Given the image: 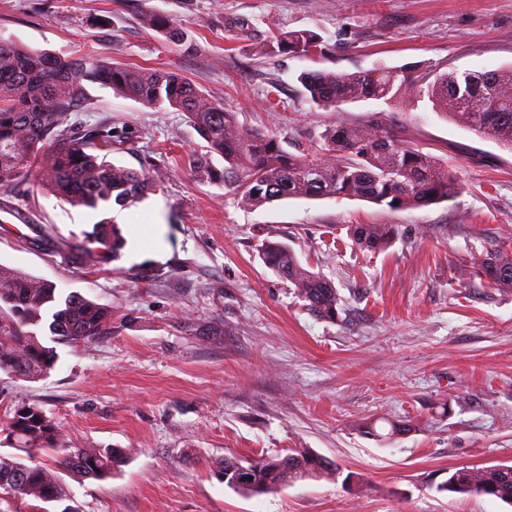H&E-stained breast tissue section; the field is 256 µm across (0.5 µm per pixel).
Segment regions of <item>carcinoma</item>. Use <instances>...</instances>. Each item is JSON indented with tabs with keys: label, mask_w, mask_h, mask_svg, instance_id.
I'll list each match as a JSON object with an SVG mask.
<instances>
[{
	"label": "carcinoma",
	"mask_w": 512,
	"mask_h": 512,
	"mask_svg": "<svg viewBox=\"0 0 512 512\" xmlns=\"http://www.w3.org/2000/svg\"><path fill=\"white\" fill-rule=\"evenodd\" d=\"M144 23L164 32L172 42L183 39L179 25L149 12ZM322 54L321 37L310 30L276 34L257 53L275 51ZM300 81L310 101L324 109L367 100L411 107L428 99L434 111L481 139L512 150V68L471 72L430 70L415 74L383 63L366 71L312 70ZM107 87L115 94L147 106L165 104L184 112L205 146L189 153L188 168L215 184L237 204L258 208L292 198L344 197L385 206L390 211L421 208L449 200L461 191L457 177L435 156L401 133L378 124L333 125L321 135L319 148L297 155L272 131L246 129L236 113L209 99L174 72L131 66L85 54L63 61L0 36V192L12 191L31 173L42 189L73 206L121 209L139 203L154 183L146 169L136 170L107 160L119 137L112 124L83 129L71 121L86 99L84 83ZM224 166L213 165V156ZM348 237L362 249L387 247L395 236L392 224H351ZM125 244L114 221H102L83 238L61 243L60 251L78 266L101 268L117 260ZM266 267L290 283L308 311L322 319L338 316L340 298L333 283L307 268L283 242L259 246ZM470 276L487 288L512 291V244L478 257ZM47 326L51 340L77 345L112 334V307L79 292L59 295L56 285L22 271L0 267V372L30 381L54 370L58 355L42 343L36 328ZM0 425L26 453L29 463L0 455V512H77L61 473L80 479H104L126 458L121 448H61L56 423L37 404L7 410ZM52 451L47 465L37 455ZM337 465L309 448L263 456L244 465L226 457L214 475L228 487L262 495L299 479L328 477ZM441 489L457 494L494 497L512 504V465L460 468Z\"/></svg>",
	"instance_id": "cac0c4a2"
}]
</instances>
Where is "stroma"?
<instances>
[{"label":"stroma","instance_id":"stroma-1","mask_svg":"<svg viewBox=\"0 0 512 512\" xmlns=\"http://www.w3.org/2000/svg\"><path fill=\"white\" fill-rule=\"evenodd\" d=\"M184 31L171 43L142 15ZM319 34L317 59L256 54L272 28ZM0 36L69 59L86 51L169 70L250 128L275 129L298 153L326 126L382 123L448 164L462 192L419 209L358 199L294 198L239 208L182 158L202 141L186 115L87 84L72 116L112 123L114 163L147 169L154 192L127 209L73 207L32 180L0 193V265L80 292L114 314L112 333L55 346L46 378L0 373V414L39 404L69 448L125 449L104 480L65 477L78 512H512L443 491L463 467L512 465V294L465 271L512 242V152L433 111L368 100L338 112L312 104V69L383 63L458 72L512 66V0H0ZM281 104L266 106L267 91ZM154 166H146V158ZM126 244L106 270L71 264L61 241L102 220ZM351 224H392L381 251L353 245ZM288 243L341 297L336 320L314 316L259 257ZM376 421L378 436L362 426ZM408 434L387 440L388 421ZM309 448L338 475L261 496L213 475L227 456Z\"/></svg>","mask_w":512,"mask_h":512}]
</instances>
